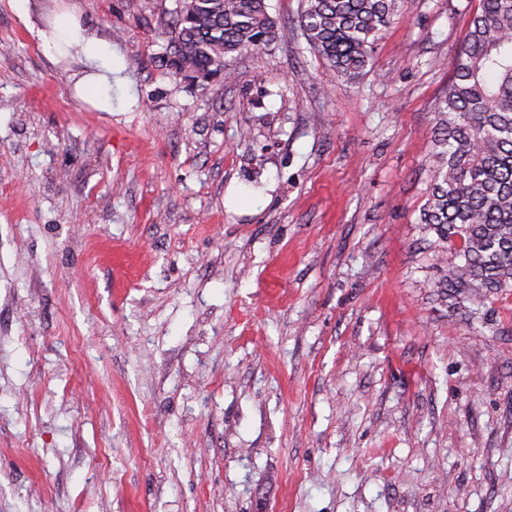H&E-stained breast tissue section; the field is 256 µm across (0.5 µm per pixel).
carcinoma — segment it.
I'll list each match as a JSON object with an SVG mask.
<instances>
[{
    "label": "carcinoma",
    "instance_id": "obj_1",
    "mask_svg": "<svg viewBox=\"0 0 512 512\" xmlns=\"http://www.w3.org/2000/svg\"><path fill=\"white\" fill-rule=\"evenodd\" d=\"M408 0H301L312 53L345 80L360 77ZM266 0H177L166 53L175 72L214 73L273 41ZM435 107L427 199L419 224L440 264L436 287L472 320L512 291V0H479Z\"/></svg>",
    "mask_w": 512,
    "mask_h": 512
}]
</instances>
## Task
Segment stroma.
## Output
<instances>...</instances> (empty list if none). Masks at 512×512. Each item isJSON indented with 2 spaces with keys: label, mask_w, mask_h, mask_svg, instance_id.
Returning <instances> with one entry per match:
<instances>
[{
  "label": "stroma",
  "mask_w": 512,
  "mask_h": 512,
  "mask_svg": "<svg viewBox=\"0 0 512 512\" xmlns=\"http://www.w3.org/2000/svg\"><path fill=\"white\" fill-rule=\"evenodd\" d=\"M112 49V109L38 30ZM272 43L194 80L176 0H0V512H512V295L437 297L434 107L479 0L353 81Z\"/></svg>",
  "instance_id": "stroma-1"
}]
</instances>
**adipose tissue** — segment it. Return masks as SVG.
<instances>
[{"mask_svg":"<svg viewBox=\"0 0 512 512\" xmlns=\"http://www.w3.org/2000/svg\"><path fill=\"white\" fill-rule=\"evenodd\" d=\"M39 40L49 55L63 43L81 52L87 72L77 83L78 95L91 104H100L103 91L112 86V50L85 30L75 9L60 13L53 31L40 32Z\"/></svg>","mask_w":512,"mask_h":512,"instance_id":"obj_1","label":"adipose tissue"}]
</instances>
